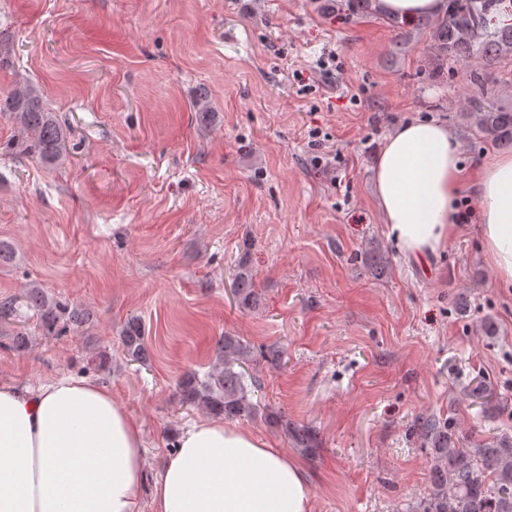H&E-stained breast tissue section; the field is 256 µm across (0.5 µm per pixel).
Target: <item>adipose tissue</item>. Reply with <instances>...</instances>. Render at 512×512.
<instances>
[{
	"instance_id": "ef3b65f1",
	"label": "adipose tissue",
	"mask_w": 512,
	"mask_h": 512,
	"mask_svg": "<svg viewBox=\"0 0 512 512\" xmlns=\"http://www.w3.org/2000/svg\"><path fill=\"white\" fill-rule=\"evenodd\" d=\"M381 218L408 258L445 252L464 190L461 144L434 120H413L383 143L373 173ZM484 255L512 286V154L473 184ZM141 425L111 389L64 376L31 391L0 383V512H140ZM300 465L249 429L202 420L179 435L153 487L154 512H311Z\"/></svg>"
}]
</instances>
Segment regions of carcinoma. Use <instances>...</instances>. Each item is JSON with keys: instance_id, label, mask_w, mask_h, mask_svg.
Returning <instances> with one entry per match:
<instances>
[{"instance_id": "cac0c4a2", "label": "carcinoma", "mask_w": 512, "mask_h": 512, "mask_svg": "<svg viewBox=\"0 0 512 512\" xmlns=\"http://www.w3.org/2000/svg\"><path fill=\"white\" fill-rule=\"evenodd\" d=\"M501 4L503 0H449L445 16L435 22L424 18L422 23L431 30L440 57L453 62L478 55L493 59L512 54V25L491 26L494 11ZM0 112L13 117L26 148L41 162L53 165L62 161L65 133L44 107L38 87L28 84L1 96ZM468 116L486 140L512 147V108L479 99L473 102ZM232 286L241 307L258 304L254 274L246 261L238 264ZM26 305L37 314L38 329L46 335L77 331L86 322L83 315L51 302L38 287L27 290ZM121 340L130 360H146L144 330L139 321L127 322ZM251 361V347L242 338L219 337L207 378L201 380L192 373L182 378V403L226 419L257 414L260 406L253 402L252 390L259 386V380L249 372ZM269 418L296 447L313 452L317 440L310 428L289 421L282 413ZM416 427L423 444L432 448L434 459L431 488L419 504V512H512V438L504 436L476 448H463L450 420L422 418Z\"/></svg>"}]
</instances>
